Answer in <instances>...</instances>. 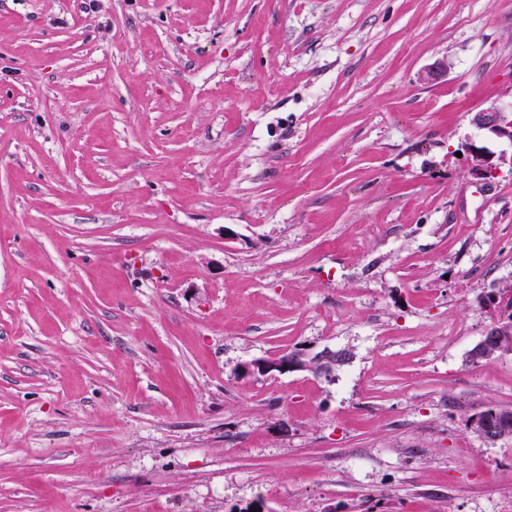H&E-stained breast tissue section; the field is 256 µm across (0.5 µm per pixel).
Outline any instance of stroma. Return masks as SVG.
Segmentation results:
<instances>
[{
    "label": "stroma",
    "instance_id": "obj_1",
    "mask_svg": "<svg viewBox=\"0 0 512 512\" xmlns=\"http://www.w3.org/2000/svg\"><path fill=\"white\" fill-rule=\"evenodd\" d=\"M511 103L512 0H0V512H512ZM508 109L510 113L499 107L476 109L471 112V122L478 129L512 143V103ZM512 325L503 321H493L482 339L474 346L469 354L480 360H490L493 357H500L512 354ZM351 358L348 350H332L330 348L310 355L304 352L286 353L276 357L256 359L245 368L261 374L288 371H308L330 376L340 364L347 363ZM498 421L490 423L486 419L474 418L471 429L482 440L494 444L505 438H512V410H500Z\"/></svg>",
    "mask_w": 512,
    "mask_h": 512
}]
</instances>
